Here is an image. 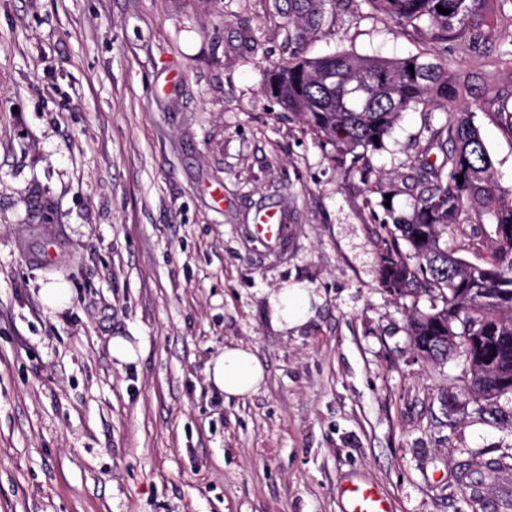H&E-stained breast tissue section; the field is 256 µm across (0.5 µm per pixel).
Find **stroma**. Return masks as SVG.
<instances>
[{
	"mask_svg": "<svg viewBox=\"0 0 512 512\" xmlns=\"http://www.w3.org/2000/svg\"><path fill=\"white\" fill-rule=\"evenodd\" d=\"M285 0H0V512H345L372 484L391 512H471L468 454L512 464V393L461 399L463 358L407 332L426 293L379 286L388 234L372 205L404 188L444 110L402 114L383 149L335 158L265 90L292 53L447 60L461 102L504 89L497 44L423 41L364 0H328L288 41ZM475 110L494 184L512 190V133ZM52 203L34 223V193ZM288 226L269 252L248 230ZM490 226L449 229L468 262ZM312 289L283 331L268 296ZM63 288L50 304L44 291ZM139 344L120 365L113 337ZM227 345L265 368L253 396L207 381Z\"/></svg>",
	"mask_w": 512,
	"mask_h": 512,
	"instance_id": "35a3bbf8",
	"label": "stroma"
}]
</instances>
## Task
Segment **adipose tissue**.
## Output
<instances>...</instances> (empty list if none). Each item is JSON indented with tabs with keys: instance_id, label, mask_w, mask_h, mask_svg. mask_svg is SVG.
Returning <instances> with one entry per match:
<instances>
[{
	"instance_id": "adipose-tissue-1",
	"label": "adipose tissue",
	"mask_w": 512,
	"mask_h": 512,
	"mask_svg": "<svg viewBox=\"0 0 512 512\" xmlns=\"http://www.w3.org/2000/svg\"><path fill=\"white\" fill-rule=\"evenodd\" d=\"M268 303L274 323L288 329L305 321L309 293L303 288L283 287L269 295ZM207 380L225 397L245 398L260 390L265 369L249 348L227 346L210 361Z\"/></svg>"
}]
</instances>
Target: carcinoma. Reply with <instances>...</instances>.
Returning a JSON list of instances; mask_svg holds the SVG:
<instances>
[{
	"instance_id": "cac0c4a2",
	"label": "carcinoma",
	"mask_w": 512,
	"mask_h": 512,
	"mask_svg": "<svg viewBox=\"0 0 512 512\" xmlns=\"http://www.w3.org/2000/svg\"><path fill=\"white\" fill-rule=\"evenodd\" d=\"M304 24L288 21V39L298 43L321 28L329 0H297ZM391 22L410 27L438 42L460 41L481 52L496 37L509 48L499 53L501 67L512 69V0H370ZM450 10L444 15L436 6ZM414 70H408V66ZM266 92L332 146L340 159H360L383 148L400 115L419 107L437 106L448 112V123L433 137L444 144L442 161L426 160L410 176L415 194L412 215H395L380 201L378 223L388 233L380 260V285L405 295L423 288L436 292L441 308L410 319L409 335L423 354L446 360L462 349L468 366L483 375H469L463 385L474 391V402L491 401L503 394L502 379L512 375V237L499 230L512 227V193L493 184L492 160L475 124V112L448 111L456 101V85L446 59L415 54L398 60L338 53L307 59L294 56L267 73ZM379 141H374V138ZM463 183H458V176ZM466 222L494 225L492 263L474 266L448 248V228ZM410 246L403 254L398 239ZM481 337L471 350L458 337ZM511 465L488 459L466 460L458 467L457 481L472 505L480 504L473 474L494 477Z\"/></svg>"
}]
</instances>
